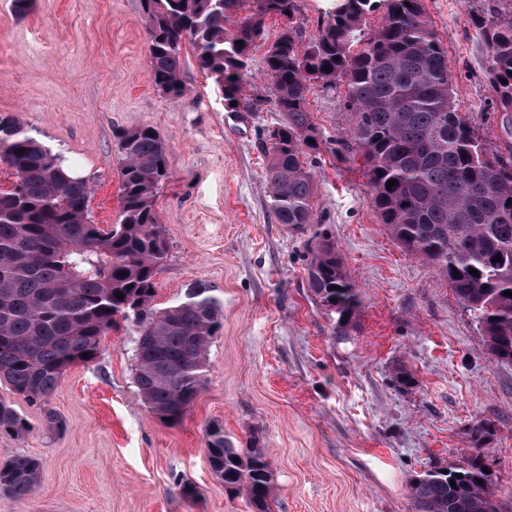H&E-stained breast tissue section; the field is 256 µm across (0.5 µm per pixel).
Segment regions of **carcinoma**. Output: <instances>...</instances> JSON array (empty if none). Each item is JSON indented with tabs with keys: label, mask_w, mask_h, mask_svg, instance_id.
<instances>
[{
	"label": "carcinoma",
	"mask_w": 512,
	"mask_h": 512,
	"mask_svg": "<svg viewBox=\"0 0 512 512\" xmlns=\"http://www.w3.org/2000/svg\"><path fill=\"white\" fill-rule=\"evenodd\" d=\"M244 2L140 0L156 90L188 95L181 56L188 44L227 111L253 112L257 104L243 87L254 52L266 45L264 69L280 116L265 132L268 204L277 223L298 229L317 223L314 172L304 158L320 146L310 143L316 133L307 95L313 86L344 87L352 126L338 144L361 156L378 223L444 278L493 360L512 365V297L504 295L512 291V151L506 157L491 151L458 112L448 52L423 0H335L306 42L296 0H252L246 14ZM375 11L381 23L368 33ZM269 17L284 22L270 43ZM469 23L490 57L495 109L512 110V5L483 0ZM116 141L121 219L105 229L89 216V183L19 118L0 117V162L16 176L0 189V381L32 403L46 401L66 370L95 361L120 317L138 336L135 380L142 398L162 423L175 425L202 386L222 305L205 288L164 309L153 304L168 257L155 203L168 176V145L144 125L119 130ZM316 237L309 287L339 314L343 328L360 308L359 296L336 241L323 232ZM28 431L27 420L1 399L0 435ZM206 452L225 488L243 495L251 512H270L272 471L258 442L238 448L212 426ZM41 472L38 458L18 454L0 462V490L27 498ZM408 496L413 512H500L497 485L479 453L464 467L415 476Z\"/></svg>",
	"instance_id": "1"
}]
</instances>
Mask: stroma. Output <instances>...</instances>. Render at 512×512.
<instances>
[{
	"label": "stroma",
	"mask_w": 512,
	"mask_h": 512,
	"mask_svg": "<svg viewBox=\"0 0 512 512\" xmlns=\"http://www.w3.org/2000/svg\"><path fill=\"white\" fill-rule=\"evenodd\" d=\"M481 0H424L448 52L455 105L495 152L512 150V118L494 109L489 55L468 22ZM188 98L155 90L140 0H32L18 14L0 0V115L18 116L88 179L94 223L120 220L116 132L159 131L169 178L156 196L169 243L154 303L194 288L223 306L203 385L182 421L160 422L135 383L131 326L108 333L96 360L70 368L47 406L0 382V399L29 422L23 438L0 435V462L41 460L35 493H0V512H249L208 462L216 424L238 446L258 436L271 463L273 512H412L413 475L465 465L479 447L512 512V365L495 362L469 311L446 281L402 249L369 204L360 161L329 137L350 126L343 89L314 87L308 110L323 143L307 158L317 221L301 230L268 212L267 98L263 50L244 88L265 102L229 112L184 48ZM336 242L361 301L345 333L308 285L316 230ZM414 378L401 386L398 370ZM64 420L46 430L44 411ZM490 433L473 441V425Z\"/></svg>",
	"instance_id": "obj_1"
}]
</instances>
